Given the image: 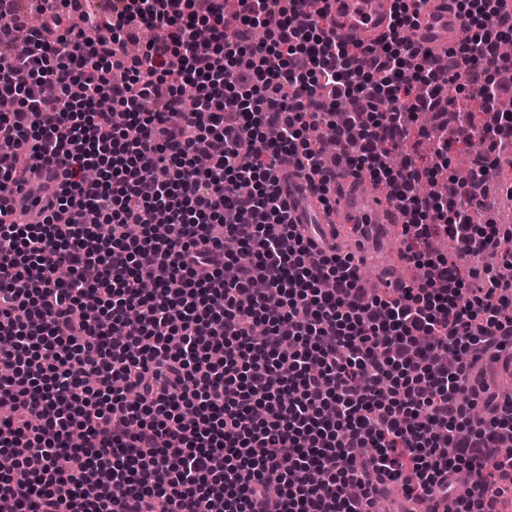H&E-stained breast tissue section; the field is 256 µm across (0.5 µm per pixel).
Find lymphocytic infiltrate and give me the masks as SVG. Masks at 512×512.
Listing matches in <instances>:
<instances>
[{
  "label": "lymphocytic infiltrate",
  "mask_w": 512,
  "mask_h": 512,
  "mask_svg": "<svg viewBox=\"0 0 512 512\" xmlns=\"http://www.w3.org/2000/svg\"><path fill=\"white\" fill-rule=\"evenodd\" d=\"M43 2L32 29L0 0V42L31 31L0 58V512H368L377 484L423 498L463 471L457 512H494L512 398L471 373L512 348V252L472 258L512 226L474 224L473 178L424 194L436 169L387 154L473 137L457 80L507 93L506 0H455L473 34L451 69L405 37L409 0L362 63L307 0H237L232 40L224 0ZM327 143L404 215L413 285L369 293L290 219L280 166L327 186ZM37 165L61 171L66 221L5 222Z\"/></svg>",
  "instance_id": "lymphocytic-infiltrate-1"
}]
</instances>
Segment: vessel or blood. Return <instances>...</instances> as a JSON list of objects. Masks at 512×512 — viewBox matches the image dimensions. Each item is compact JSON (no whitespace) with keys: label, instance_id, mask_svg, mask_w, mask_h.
I'll use <instances>...</instances> for the list:
<instances>
[{"label":"vessel or blood","instance_id":"1","mask_svg":"<svg viewBox=\"0 0 512 512\" xmlns=\"http://www.w3.org/2000/svg\"><path fill=\"white\" fill-rule=\"evenodd\" d=\"M451 0H420L418 24L411 36L423 50L437 54L458 42L464 27L462 17L450 7ZM341 33L355 55L381 42L392 23L394 0H328ZM35 181L41 192L32 197L15 196L13 207L25 223L36 224L49 214V203L60 191V176L48 167H37ZM331 188H343L331 207H324L319 192L305 179L288 177V208L295 223L304 225L305 235L318 246L335 245L337 252L362 257L373 253H395L398 237L385 231L394 209L384 196L352 187L344 169L330 177Z\"/></svg>","mask_w":512,"mask_h":512}]
</instances>
